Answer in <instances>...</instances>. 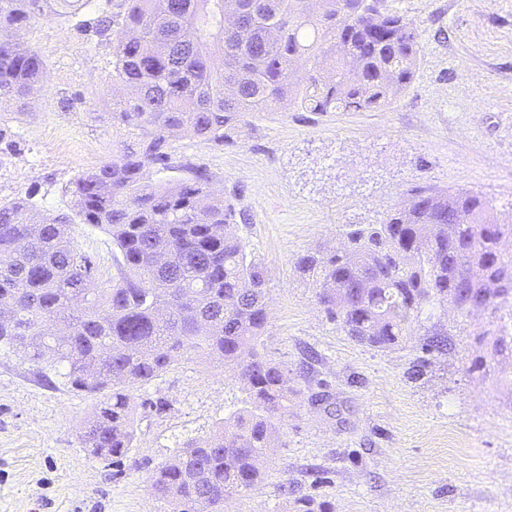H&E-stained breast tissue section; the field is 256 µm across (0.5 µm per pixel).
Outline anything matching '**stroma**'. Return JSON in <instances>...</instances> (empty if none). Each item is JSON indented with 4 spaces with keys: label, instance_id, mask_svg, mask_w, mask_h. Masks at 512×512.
Returning a JSON list of instances; mask_svg holds the SVG:
<instances>
[{
    "label": "stroma",
    "instance_id": "35a3bbf8",
    "mask_svg": "<svg viewBox=\"0 0 512 512\" xmlns=\"http://www.w3.org/2000/svg\"><path fill=\"white\" fill-rule=\"evenodd\" d=\"M384 5L413 21L421 45L410 86L388 108L258 112L236 145L186 135L172 168L151 170L176 181L185 165L204 166L245 214L235 229L264 266L271 299L259 349L298 391L263 484L226 512H292L300 497L332 512H512V360L487 377L472 371L484 319L456 322L429 307L421 319L450 333L448 352L425 353L416 337L372 349L326 317L294 268L342 225L383 223L414 188L477 191L512 224V0ZM115 9L94 0L24 33L45 60L46 89L0 116V203L24 197L48 214L68 211L65 187L133 141L106 93L113 47L91 29ZM74 235L99 286L111 285L110 235L88 224ZM133 397L169 408L138 409L122 463L94 457L80 438L94 398L72 388L66 366L42 371L0 346V512H169L151 492L153 470L247 400L229 369L186 356Z\"/></svg>",
    "mask_w": 512,
    "mask_h": 512
}]
</instances>
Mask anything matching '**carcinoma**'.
I'll return each instance as SVG.
<instances>
[{"label": "carcinoma", "instance_id": "carcinoma-1", "mask_svg": "<svg viewBox=\"0 0 512 512\" xmlns=\"http://www.w3.org/2000/svg\"><path fill=\"white\" fill-rule=\"evenodd\" d=\"M92 0H0V105H29L44 90V58L16 34ZM113 46L112 120L137 141L67 189L82 223L112 237L119 278L93 288L97 268L68 213L27 198L0 204V343L29 360L63 364L96 403L82 443L118 463L137 438L132 392L179 355L233 370L248 406L202 442L186 443L149 479L170 512H224L264 479L261 459L280 437L297 390L258 350L268 323L264 267L235 230L236 213L202 166L155 183L183 135L236 143L255 112H370L411 83L420 42L410 20L380 0H120L102 11ZM512 224L469 189L414 190L381 224H347L338 244L294 262L320 309L360 344L387 349L413 336L428 306L486 315V354L473 368L512 357ZM49 322L65 337L46 335ZM421 349L448 350L426 330Z\"/></svg>", "mask_w": 512, "mask_h": 512}]
</instances>
